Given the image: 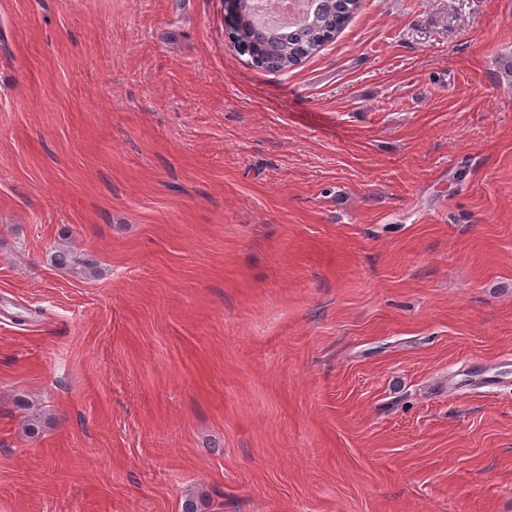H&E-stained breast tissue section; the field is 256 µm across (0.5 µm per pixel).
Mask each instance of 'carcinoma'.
<instances>
[{
    "mask_svg": "<svg viewBox=\"0 0 512 512\" xmlns=\"http://www.w3.org/2000/svg\"><path fill=\"white\" fill-rule=\"evenodd\" d=\"M359 7V0H316V8L300 21L286 28L267 27L258 36L249 29L248 16L241 13L232 18L231 33L243 44V52L256 68H268L270 52L277 56L278 71H286L302 63L331 41ZM54 263L69 268L74 273H93L91 259H81L74 252L60 249L52 255Z\"/></svg>",
    "mask_w": 512,
    "mask_h": 512,
    "instance_id": "carcinoma-1",
    "label": "carcinoma"
}]
</instances>
